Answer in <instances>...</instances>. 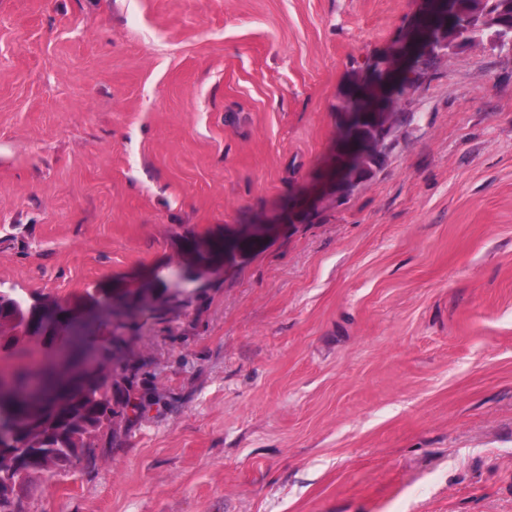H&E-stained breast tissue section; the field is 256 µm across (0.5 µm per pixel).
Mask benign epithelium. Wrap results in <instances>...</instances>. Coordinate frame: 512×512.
I'll return each mask as SVG.
<instances>
[{"label":"benign epithelium","mask_w":512,"mask_h":512,"mask_svg":"<svg viewBox=\"0 0 512 512\" xmlns=\"http://www.w3.org/2000/svg\"><path fill=\"white\" fill-rule=\"evenodd\" d=\"M448 3L452 4L451 11L439 12L438 21L428 33L413 31L408 42L375 64L373 80L360 88L362 92H371L373 100L369 102L362 96L350 111L344 113L343 138L338 141L326 171L328 180L336 183V191L351 190L359 185L370 156L388 152L390 109L394 97L406 85L408 77L416 74V67L407 65L406 58L412 55L419 59L435 53L437 49L464 44L465 40L452 28L451 20L458 14L479 13L484 0H448ZM237 252L236 245L229 242L222 255L213 257L206 254L192 268L173 270L166 286L185 294L189 285L203 279L213 268L223 264L224 259ZM126 294L125 290L114 289L110 292L108 306L92 302L74 316L53 310L39 315L16 313L7 322L0 319V335L23 336L29 345L46 350L49 362L70 372L78 384L104 377L112 380L120 374V367L115 364L104 367L105 337L86 333L79 326L88 321H99L109 327L110 333L127 335V330L122 328L129 321ZM45 379L43 369L29 376L25 384L28 399L42 397ZM47 438L48 434L44 432L18 425L10 414L0 409V470H24L33 459H46L43 443Z\"/></svg>","instance_id":"obj_1"}]
</instances>
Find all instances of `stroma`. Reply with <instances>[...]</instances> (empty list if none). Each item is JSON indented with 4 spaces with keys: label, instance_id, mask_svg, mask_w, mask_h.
<instances>
[{
    "label": "stroma",
    "instance_id": "obj_1",
    "mask_svg": "<svg viewBox=\"0 0 512 512\" xmlns=\"http://www.w3.org/2000/svg\"><path fill=\"white\" fill-rule=\"evenodd\" d=\"M427 9L0 0V287L71 311L244 246L131 321L143 409L28 512H512V52L437 51L383 163L309 196Z\"/></svg>",
    "mask_w": 512,
    "mask_h": 512
}]
</instances>
